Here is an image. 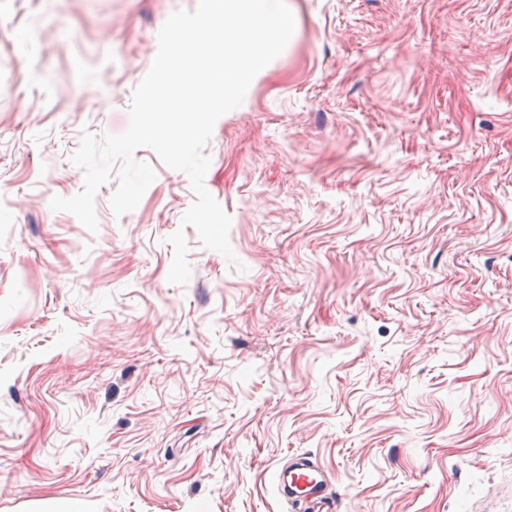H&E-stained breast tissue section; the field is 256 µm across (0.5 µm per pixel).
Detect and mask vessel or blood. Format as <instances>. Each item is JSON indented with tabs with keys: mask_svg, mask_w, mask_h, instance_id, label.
Masks as SVG:
<instances>
[{
	"mask_svg": "<svg viewBox=\"0 0 512 512\" xmlns=\"http://www.w3.org/2000/svg\"><path fill=\"white\" fill-rule=\"evenodd\" d=\"M270 478L281 501L291 508L307 506L309 512H325L333 488L327 470L317 455L304 452L276 463Z\"/></svg>",
	"mask_w": 512,
	"mask_h": 512,
	"instance_id": "1",
	"label": "vessel or blood"
}]
</instances>
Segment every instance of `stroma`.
Here are the masks:
<instances>
[{
	"mask_svg": "<svg viewBox=\"0 0 512 512\" xmlns=\"http://www.w3.org/2000/svg\"><path fill=\"white\" fill-rule=\"evenodd\" d=\"M221 116L207 191L240 267L156 178L99 229L82 132L119 134L158 32L198 0H0V512H512V0H293ZM269 475L285 505L294 509L306 505L317 512L329 508L333 487L326 467L317 455L293 453L287 462L276 463Z\"/></svg>",
	"mask_w": 512,
	"mask_h": 512,
	"instance_id": "1",
	"label": "stroma"
}]
</instances>
